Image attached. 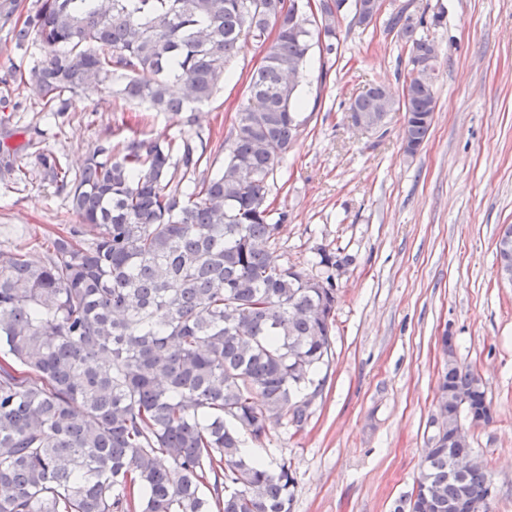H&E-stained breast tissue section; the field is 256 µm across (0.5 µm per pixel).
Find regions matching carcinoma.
<instances>
[{"mask_svg":"<svg viewBox=\"0 0 512 512\" xmlns=\"http://www.w3.org/2000/svg\"><path fill=\"white\" fill-rule=\"evenodd\" d=\"M298 2L36 0L11 26L17 45L46 49L26 84L58 112L82 86L109 80L129 103L193 112L224 82L242 38L265 56L224 167L190 191L169 143L101 144L75 173L40 156L44 177L98 233L58 235L38 262L0 250V512H291L292 472L245 455L240 432L261 443L283 418L302 427L309 412L298 403L322 393L315 374L332 352L336 288H315L313 275L270 256L288 213L265 204L268 181L301 126L288 75H300L318 30L288 28ZM358 5L361 24L381 0ZM388 25L411 43L409 63L434 60L410 19ZM140 70L153 81H139ZM435 108L431 81L411 67L402 99L371 86L348 111L403 112L413 146ZM200 159L183 140L184 173ZM318 256L327 281L351 262L339 251ZM437 390L442 430L418 496L395 512H436L463 489L469 512H485L491 475L450 474L448 453L472 448L448 447V432L490 401L454 361Z\"/></svg>","mask_w":512,"mask_h":512,"instance_id":"carcinoma-1","label":"carcinoma"}]
</instances>
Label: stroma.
Masks as SVG:
<instances>
[{
    "mask_svg": "<svg viewBox=\"0 0 512 512\" xmlns=\"http://www.w3.org/2000/svg\"><path fill=\"white\" fill-rule=\"evenodd\" d=\"M409 17L438 48L436 108L415 155L403 150L404 115L363 132L348 112L372 85L401 97L410 45L389 17ZM339 50L313 43L299 87V134L267 187L288 220L273 259L318 273L319 249L352 262L337 281L332 355L321 397L303 427L272 424L256 448L270 467L288 466L296 484L291 512H393L411 493L434 428L437 383L453 338L461 367L481 377L491 423L468 430L493 478L488 512H512V283L497 275L496 242L512 224V0H382L370 24L343 12ZM44 55L20 50L0 25V153L26 180L0 178V250L26 247L41 259L45 238L81 224L41 174V155L79 169L100 143L191 139L222 168L235 115L263 51L246 41L223 87L194 124L122 101L104 84L81 88L54 114L21 82Z\"/></svg>",
    "mask_w": 512,
    "mask_h": 512,
    "instance_id": "obj_1",
    "label": "stroma"
}]
</instances>
